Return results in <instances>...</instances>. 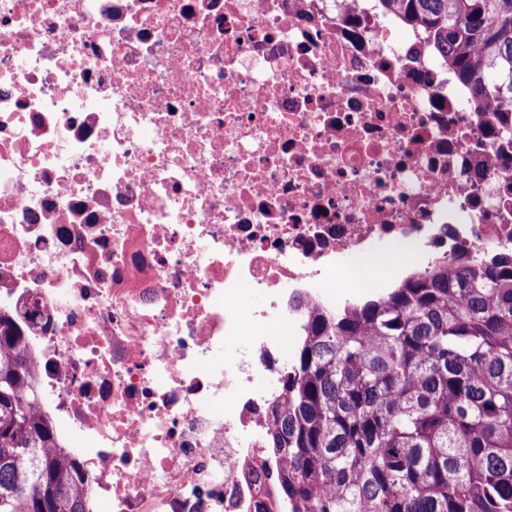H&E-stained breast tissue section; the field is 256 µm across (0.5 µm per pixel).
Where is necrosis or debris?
<instances>
[{
    "label": "necrosis or debris",
    "mask_w": 512,
    "mask_h": 512,
    "mask_svg": "<svg viewBox=\"0 0 512 512\" xmlns=\"http://www.w3.org/2000/svg\"><path fill=\"white\" fill-rule=\"evenodd\" d=\"M401 28L379 0H0V312L89 512H283L271 325L393 250L512 251V141Z\"/></svg>",
    "instance_id": "4bbe7bcc"
}]
</instances>
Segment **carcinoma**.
<instances>
[{
    "label": "carcinoma",
    "instance_id": "1",
    "mask_svg": "<svg viewBox=\"0 0 512 512\" xmlns=\"http://www.w3.org/2000/svg\"><path fill=\"white\" fill-rule=\"evenodd\" d=\"M381 2L511 138L512 0ZM283 384L266 417L289 512H512V253L310 311ZM36 394L25 336L0 313V512H38L44 491L86 512Z\"/></svg>",
    "mask_w": 512,
    "mask_h": 512
}]
</instances>
